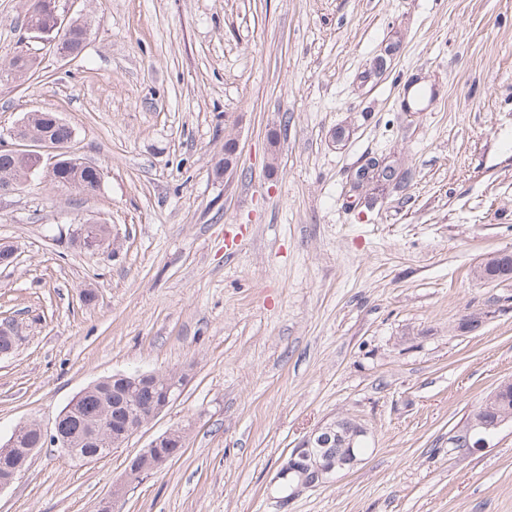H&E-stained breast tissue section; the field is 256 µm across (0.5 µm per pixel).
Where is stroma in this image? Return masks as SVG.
I'll return each mask as SVG.
<instances>
[{"mask_svg":"<svg viewBox=\"0 0 512 512\" xmlns=\"http://www.w3.org/2000/svg\"><path fill=\"white\" fill-rule=\"evenodd\" d=\"M24 14L0 0V65L41 62L0 82V130L59 113L103 179L0 200V322L21 338L0 442L115 373L187 381L105 458L37 449L0 512H96L174 428L183 453L119 512H512V426L452 443L512 379V278L471 274L512 251V0H60L88 26L70 58ZM374 163L384 188L359 178ZM88 220L119 247L73 243ZM343 417L368 429L359 464L289 488L292 449Z\"/></svg>","mask_w":512,"mask_h":512,"instance_id":"obj_1","label":"stroma"}]
</instances>
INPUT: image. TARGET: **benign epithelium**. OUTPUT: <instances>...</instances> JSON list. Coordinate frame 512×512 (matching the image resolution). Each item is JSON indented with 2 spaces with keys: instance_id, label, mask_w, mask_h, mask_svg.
Masks as SVG:
<instances>
[{
  "instance_id": "1",
  "label": "benign epithelium",
  "mask_w": 512,
  "mask_h": 512,
  "mask_svg": "<svg viewBox=\"0 0 512 512\" xmlns=\"http://www.w3.org/2000/svg\"><path fill=\"white\" fill-rule=\"evenodd\" d=\"M73 137L51 138L36 132L27 119L18 121L7 134L0 133V154L14 155L20 147L26 145L32 155V170L43 175V181L50 183L61 193L68 192L71 185L61 180L58 167L64 157L74 154ZM71 234L89 251L101 248L105 241L99 231V223L87 221L76 225ZM138 378L162 382L166 385L160 399L148 401L129 399L122 396L114 398L102 406L100 412L80 437L84 445L94 447V451L83 454L87 463L100 459L103 448L120 447L142 430L149 422L157 418L182 389L177 379H171L156 373H140ZM69 410H63L55 419L52 432L41 433V441L53 447L73 445L75 435L70 430ZM512 423V380L501 382L488 396L483 406L471 413L463 434L456 437L454 444L458 448H484L504 425ZM175 435L171 429L153 439L146 448L128 458L127 468L135 461L143 462L142 474L151 475L159 471L174 459V454L162 452L160 448ZM364 425L351 419H338L322 425L312 431L292 450L283 475L288 482L299 487H309L328 482L341 470H349L359 463L355 445L366 437ZM0 452L16 459V464L8 474L0 478V492L9 488L17 476L26 468L33 453L31 448H21L18 433L0 445ZM128 484L113 485L112 491L101 499L98 509L110 512L116 509L127 494Z\"/></svg>"
}]
</instances>
